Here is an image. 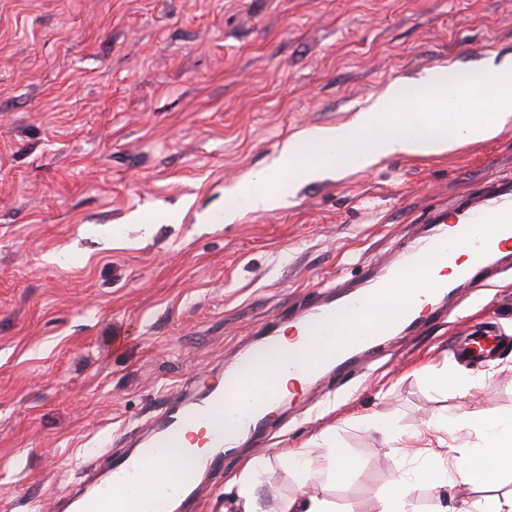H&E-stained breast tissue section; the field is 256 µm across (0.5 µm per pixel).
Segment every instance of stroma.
I'll list each match as a JSON object with an SVG mask.
<instances>
[{
    "label": "stroma",
    "mask_w": 512,
    "mask_h": 512,
    "mask_svg": "<svg viewBox=\"0 0 512 512\" xmlns=\"http://www.w3.org/2000/svg\"><path fill=\"white\" fill-rule=\"evenodd\" d=\"M492 56L512 59V0H0V512H72L241 351L381 269L434 210L512 177L506 130L298 179L278 207L223 221L287 139ZM484 330L507 344L457 360L451 342ZM442 374L474 387H434ZM466 412L512 413V259L278 402L199 478L196 512H237L252 459L268 512L320 490L280 455L331 437L357 466L328 494L368 512L397 471L366 419L406 441ZM511 489L420 484L410 499L477 512Z\"/></svg>",
    "instance_id": "stroma-1"
}]
</instances>
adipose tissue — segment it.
Listing matches in <instances>:
<instances>
[{"instance_id": "ef3b65f1", "label": "adipose tissue", "mask_w": 512, "mask_h": 512, "mask_svg": "<svg viewBox=\"0 0 512 512\" xmlns=\"http://www.w3.org/2000/svg\"><path fill=\"white\" fill-rule=\"evenodd\" d=\"M470 248L469 240L458 239L450 247L452 263L436 266L425 261L404 271L390 290V306L381 305L371 313L364 311L348 315L337 321L330 335L306 336L294 327H284L277 347L258 352L255 360L256 365L277 379L273 399L291 395L305 384V366L312 353L318 352L328 358L349 350L360 340L364 330L380 329L390 324L393 307L406 304L411 298L430 296L439 280L455 274L458 266L466 263ZM425 428L434 442L414 454L398 446L397 435H389V455L413 458L415 466L398 477L393 489L379 499L372 512H412L409 487L415 482L425 481L441 487L447 485L449 479L456 478L469 483L493 484L503 476H512V415L490 412L472 416L465 413L453 420L437 416L429 420ZM456 430L474 433L476 440L460 456L452 458L448 455L446 436ZM281 461L289 468L315 476L326 485L345 481L354 467L348 450L334 440L328 441L320 460H313L303 451H290L282 455Z\"/></svg>"}]
</instances>
